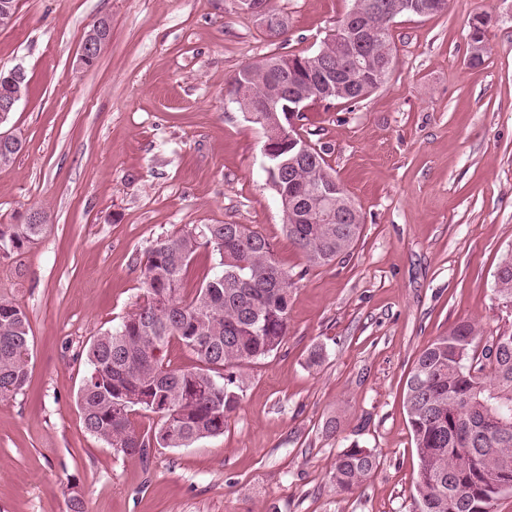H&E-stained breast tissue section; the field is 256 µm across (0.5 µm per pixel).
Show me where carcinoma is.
<instances>
[{"mask_svg": "<svg viewBox=\"0 0 512 512\" xmlns=\"http://www.w3.org/2000/svg\"><path fill=\"white\" fill-rule=\"evenodd\" d=\"M377 33L367 57L364 81L392 50V26L372 15ZM0 70V92L21 98L26 79L10 80ZM253 92L270 95L286 85L283 72H254ZM316 163L296 172L297 182L279 177L281 191H302L306 200L293 207L324 212L348 200L324 199L314 187L331 176L321 152ZM37 224H0V256L19 254L43 235L47 212ZM288 237L312 266L329 265L349 253L359 224H301L284 219ZM205 249L214 255L213 272L193 295H182L185 274ZM143 301L122 324L86 345L88 370L77 405L88 433L123 456L145 459L155 448H187L224 433V423L244 391L241 368L276 352L288 335L292 276L276 257L273 244L245 224L184 227L156 240L143 261ZM494 292L512 307V251L502 259ZM30 321L16 301L0 295V390L13 396L28 384ZM499 335L507 346L492 355L480 346L478 323L463 320L423 348L406 381V410L419 469L411 512H494L495 502L512 494V433L490 434L475 457L466 453L473 426L496 415L512 425V329ZM176 341L199 358L181 369L164 361ZM137 410L160 416L158 428L139 433L131 416ZM378 468L369 449L353 444L336 455L330 481L340 494L361 487Z\"/></svg>", "mask_w": 512, "mask_h": 512, "instance_id": "1", "label": "carcinoma"}]
</instances>
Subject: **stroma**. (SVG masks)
<instances>
[{
	"mask_svg": "<svg viewBox=\"0 0 512 512\" xmlns=\"http://www.w3.org/2000/svg\"><path fill=\"white\" fill-rule=\"evenodd\" d=\"M268 6L287 17L285 37L237 0H20L0 29V69L28 82L0 124L23 142L0 167V224L39 207L51 216L37 244L0 258V295L31 323L29 385L0 398V512H68L75 492L86 512H409L416 358L462 320L487 338L512 327L493 291L512 251V0L398 18L386 83L305 112L301 134L363 218L350 255L328 267L308 266L288 239L263 133L228 84L262 57L317 52L350 0ZM477 13L492 18L490 52L471 67ZM102 15L110 42L76 69ZM202 224H247L273 243L295 276L288 335L242 368L223 435L146 462L114 454L83 427L78 353L137 307L155 241ZM355 443L379 466L336 493V455Z\"/></svg>",
	"mask_w": 512,
	"mask_h": 512,
	"instance_id": "1",
	"label": "stroma"
}]
</instances>
